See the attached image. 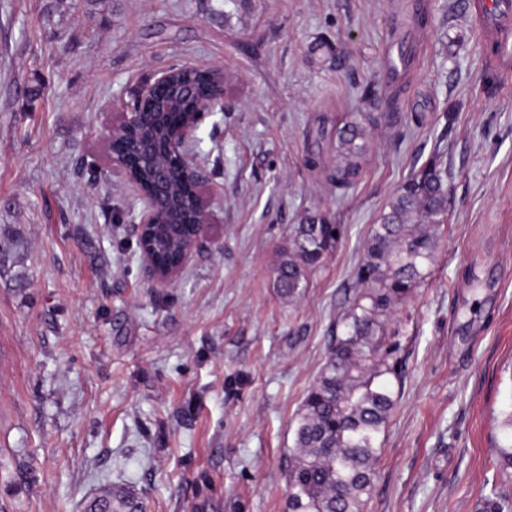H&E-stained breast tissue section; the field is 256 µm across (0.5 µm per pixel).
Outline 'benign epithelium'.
<instances>
[{"instance_id": "7a95c632", "label": "benign epithelium", "mask_w": 512, "mask_h": 512, "mask_svg": "<svg viewBox=\"0 0 512 512\" xmlns=\"http://www.w3.org/2000/svg\"><path fill=\"white\" fill-rule=\"evenodd\" d=\"M196 70L200 71L204 78L214 81V91L208 100L194 101L186 106L184 112L180 113L171 125L162 147L163 153L175 158L179 165L181 201L189 204L193 211L192 224L188 225L189 233L182 238L176 256L166 263L159 262L155 256L153 240L159 226L174 223L170 208L160 205L170 192L167 179L157 177L150 190H145L137 178V168L124 154L118 152L117 146L120 141L135 135L150 116L164 113V102L188 98L184 86L177 83L176 70H165L143 84L134 95L135 104L122 103L120 111L112 113V119L106 122L108 149L113 166L141 203L138 224L142 262L153 279L161 285L171 283L180 273L190 252L196 246L202 226L209 223L207 206L196 191L201 179L200 170L193 163L186 147L195 140L198 124L206 113L224 111V72L199 66Z\"/></svg>"}]
</instances>
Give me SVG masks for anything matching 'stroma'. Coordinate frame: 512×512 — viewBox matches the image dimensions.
Instances as JSON below:
<instances>
[{"mask_svg":"<svg viewBox=\"0 0 512 512\" xmlns=\"http://www.w3.org/2000/svg\"><path fill=\"white\" fill-rule=\"evenodd\" d=\"M409 0H0V512H83L128 486L147 512H288L284 457L353 297L368 232L440 151L448 220L393 310L402 384L364 512H482L512 498V70L463 0H420L414 64L370 128L360 182L326 179L319 124L388 98ZM330 43L335 60L311 49ZM175 65L224 70L190 147L211 220L158 286L106 114ZM319 158L320 167L307 163ZM345 236L300 299L276 255L307 213Z\"/></svg>","mask_w":512,"mask_h":512,"instance_id":"1","label":"stroma"}]
</instances>
